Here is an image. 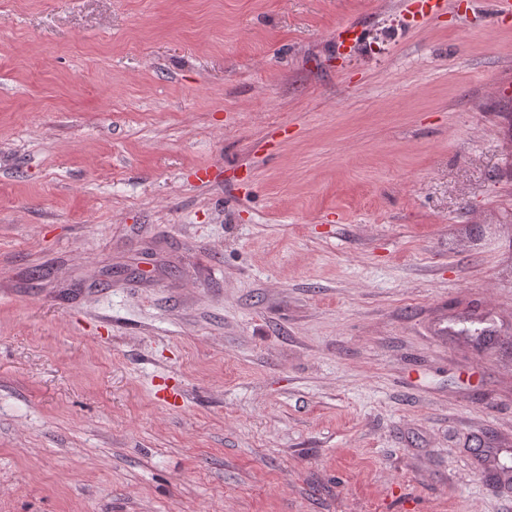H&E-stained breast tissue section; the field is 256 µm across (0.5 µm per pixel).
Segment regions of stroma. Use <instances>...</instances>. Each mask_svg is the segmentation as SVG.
Masks as SVG:
<instances>
[{"instance_id":"stroma-1","label":"stroma","mask_w":512,"mask_h":512,"mask_svg":"<svg viewBox=\"0 0 512 512\" xmlns=\"http://www.w3.org/2000/svg\"><path fill=\"white\" fill-rule=\"evenodd\" d=\"M0 512H512V10L0 0Z\"/></svg>"}]
</instances>
